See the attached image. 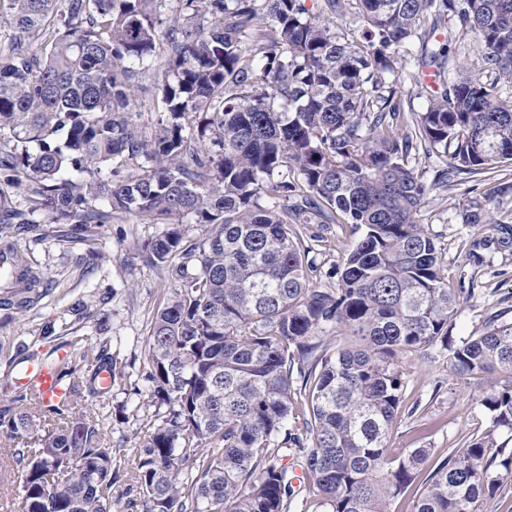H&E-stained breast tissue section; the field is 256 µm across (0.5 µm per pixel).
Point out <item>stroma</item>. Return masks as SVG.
<instances>
[{
	"instance_id": "stroma-1",
	"label": "stroma",
	"mask_w": 512,
	"mask_h": 512,
	"mask_svg": "<svg viewBox=\"0 0 512 512\" xmlns=\"http://www.w3.org/2000/svg\"><path fill=\"white\" fill-rule=\"evenodd\" d=\"M496 187L494 201H487L488 187ZM479 204L495 218H512V164L501 167L490 181L456 177L447 190L431 192L423 201L419 219L435 234L443 272L450 288L459 290L462 302L450 329L459 341L482 333L490 317L506 309L512 322V253L495 255L488 262L469 261L474 240L492 235L489 224H469L465 213ZM163 230L159 224H140L127 214L116 213L111 223L97 225L93 235L73 237L69 226L42 223L22 231L0 224V237H9L45 279L47 293L26 315L0 322V396L12 392L7 373L22 358H52L65 335L79 337L76 351L108 345L124 366V376L112 388L109 401L90 402L91 415L103 418L112 434L116 482L112 512H138L139 493L129 473L137 460L136 445L161 425L167 408L152 393L146 341L151 320L172 288L168 271L155 264L149 243ZM297 230L315 265L318 287H335L333 271L341 267L361 229L333 224L320 230L315 224ZM99 254L95 269L79 263L80 257ZM110 316L107 328H99L95 316ZM406 383L397 418L388 438L390 457L410 449L426 448L430 455L423 466L431 473L449 451L483 440L486 456L496 458L493 473L501 484L481 498L475 512H512V473L503 465L504 450L512 448V429L496 426L481 400L491 382L484 375L459 378L447 355L429 360L405 358Z\"/></svg>"
}]
</instances>
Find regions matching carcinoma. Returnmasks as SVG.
<instances>
[{
  "instance_id": "obj_1",
  "label": "carcinoma",
  "mask_w": 512,
  "mask_h": 512,
  "mask_svg": "<svg viewBox=\"0 0 512 512\" xmlns=\"http://www.w3.org/2000/svg\"><path fill=\"white\" fill-rule=\"evenodd\" d=\"M352 1L359 42L335 31ZM9 2L0 224L39 215L90 235L120 212L168 225L149 249L174 288L147 341L168 414L131 470L140 512H289L288 443L321 512H389L429 452L388 457L408 355L507 376L482 405L512 428V323L451 343L460 297L417 218L451 178L512 161V100L500 95L512 86V0H177L166 19L164 0ZM415 37L419 71L438 78L450 44L471 39L478 58L407 112L384 75ZM147 96L165 113L154 125L138 110ZM277 99L288 111L274 110ZM433 154L447 167L427 182L409 158ZM189 214L207 227L200 241L178 227ZM297 224L364 227L336 287L310 283ZM474 247L512 251V224L496 222ZM41 285L25 264L0 308L27 312ZM48 365L66 386L62 403L18 391L0 406V459L22 475V512H112V438L85 408L112 398L98 376L117 364L103 348ZM297 378L303 438L288 429ZM188 460L196 474L185 478ZM493 464L480 440L449 451L413 512H473L500 485Z\"/></svg>"
}]
</instances>
